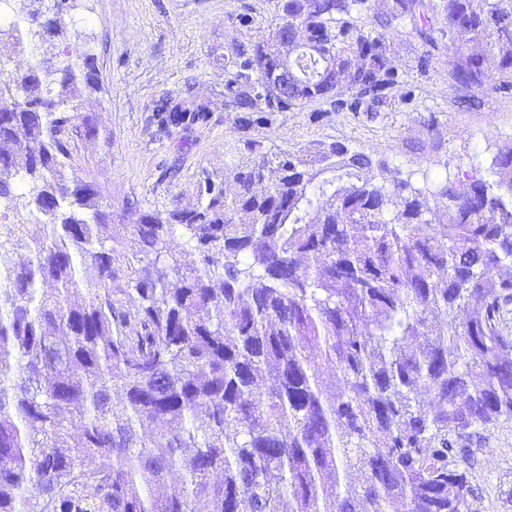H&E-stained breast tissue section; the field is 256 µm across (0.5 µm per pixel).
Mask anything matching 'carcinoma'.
I'll return each instance as SVG.
<instances>
[{"instance_id": "carcinoma-1", "label": "carcinoma", "mask_w": 512, "mask_h": 512, "mask_svg": "<svg viewBox=\"0 0 512 512\" xmlns=\"http://www.w3.org/2000/svg\"><path fill=\"white\" fill-rule=\"evenodd\" d=\"M3 2L44 18L0 25V55L44 54L0 70V203L43 233L0 224V512H472L469 470L512 421V277H493L512 268V146L491 181L416 187L341 142L246 137L197 206L142 214L116 257L123 214L65 139L96 135L94 55L67 11ZM372 10L275 0L267 35L225 47L224 112L247 132L317 101L358 110L345 89L389 107L406 27L434 49L468 36L454 82L512 86V0H388L357 24ZM154 119L170 135L211 112L166 96Z\"/></svg>"}]
</instances>
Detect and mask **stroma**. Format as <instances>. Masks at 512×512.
<instances>
[{
  "instance_id": "obj_1",
  "label": "stroma",
  "mask_w": 512,
  "mask_h": 512,
  "mask_svg": "<svg viewBox=\"0 0 512 512\" xmlns=\"http://www.w3.org/2000/svg\"><path fill=\"white\" fill-rule=\"evenodd\" d=\"M248 16L249 24L238 21ZM274 0H83L73 27L86 37L101 79L81 108L98 135L71 141L76 173L99 182L106 201L124 208V224L141 214L196 206L203 172L236 162L241 135L224 112L225 46L267 34ZM400 76L396 106L378 113L336 110L326 102L277 114L258 130L284 151L340 141L370 152L399 177L422 173L492 179L493 160L512 145V88H462L448 77L453 55L406 32L396 40ZM210 106L208 125L171 136L160 133L154 106L179 99L186 80ZM470 477L479 512H512V423L492 429L489 446Z\"/></svg>"
}]
</instances>
